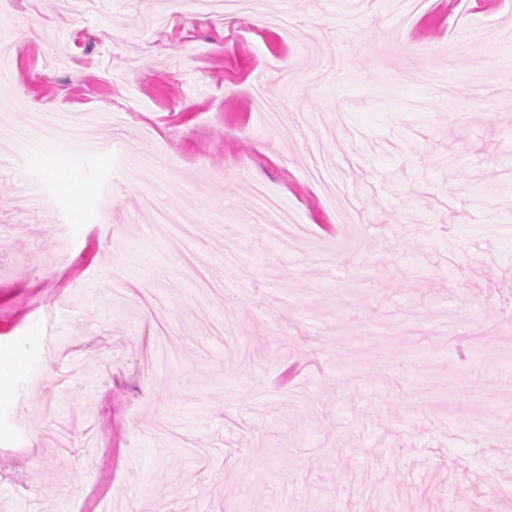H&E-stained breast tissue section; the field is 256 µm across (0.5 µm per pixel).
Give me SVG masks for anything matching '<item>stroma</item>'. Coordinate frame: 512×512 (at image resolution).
I'll return each instance as SVG.
<instances>
[{
    "label": "stroma",
    "mask_w": 512,
    "mask_h": 512,
    "mask_svg": "<svg viewBox=\"0 0 512 512\" xmlns=\"http://www.w3.org/2000/svg\"><path fill=\"white\" fill-rule=\"evenodd\" d=\"M469 5L0 0V114L34 126L29 104L95 87L103 143L109 101L143 115L114 157L39 136L0 169V351L24 363L0 378V512H512V42L442 52L469 21L512 28V0ZM258 184L306 225L294 248ZM147 195L237 288L197 302Z\"/></svg>",
    "instance_id": "obj_1"
}]
</instances>
